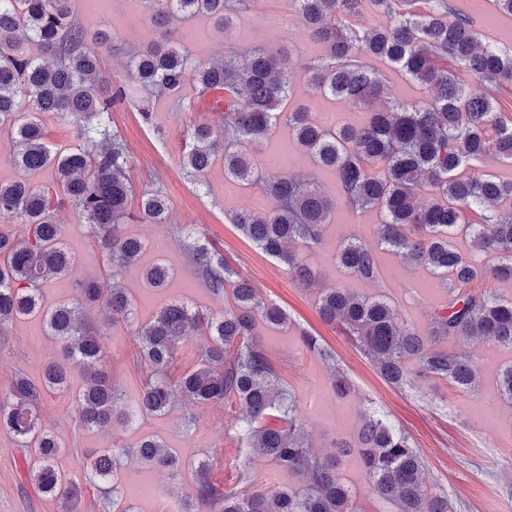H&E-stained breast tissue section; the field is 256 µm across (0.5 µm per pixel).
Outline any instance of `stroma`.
I'll return each instance as SVG.
<instances>
[{
    "label": "stroma",
    "mask_w": 512,
    "mask_h": 512,
    "mask_svg": "<svg viewBox=\"0 0 512 512\" xmlns=\"http://www.w3.org/2000/svg\"><path fill=\"white\" fill-rule=\"evenodd\" d=\"M90 8L87 0H72V8L88 28H107L119 47L116 55L105 57L103 67L123 75L128 53L146 45L152 37L149 16L142 0H98ZM458 12L469 15L487 42L512 48V16L498 14L493 0H449ZM174 37L194 57H211L229 50L261 47L290 57L294 94L290 107L308 104L316 122L327 129L337 122L357 123L359 112L348 111L331 98L313 96L305 79L304 62L321 57L324 49L302 34L299 18L287 10L284 0H245L230 35L219 33L202 16L177 18L171 23ZM200 92L186 82L177 92L156 97L135 90L126 105L112 114V125L126 139L136 156L130 176L135 185L161 181L167 192L169 219L174 224H195L227 262L248 279L266 301L286 310L289 322L278 327L259 324L261 343L300 410L303 429L319 454H327L338 439L357 441L362 425L361 413L373 408L394 427L407 434L421 448L436 489L447 492L453 512H512V404L498 396L497 377L512 364V350L479 344L449 341V352L471 356L480 372V384L470 392L416 378L411 388L397 391L380 378L370 360L340 329L319 316L315 295L298 287L288 277L284 265L256 250L230 224L231 212L260 210L265 198L260 187L231 185L224 180V164L215 161L206 174L207 187H198L179 167L184 133L196 107ZM149 110L152 124H144L140 113ZM67 247L76 260L74 269L48 283L43 289L46 305L72 301L75 279H93L109 288V272L101 263L97 244L85 228L81 213L68 205L55 214ZM379 217L373 212L354 211L337 204L332 221L324 231V246L308 252L309 262L319 272L324 287L355 285L360 292L384 295L398 313L419 330H426L430 312L444 303L442 289L413 293L414 284L426 279L425 271L404 264L399 257L378 251L380 277L377 284L352 281L331 258L336 242L358 238L375 244L374 226ZM127 233L142 238L148 245L144 262L163 261L173 277L168 288H146L138 269L122 271L119 281L134 300L140 323H147L156 310L184 300L204 313L218 316L224 300L205 288L196 272L185 240L177 233L160 232L150 223L130 224ZM105 364L116 380L124 405L135 403L142 370L133 358L134 345L124 325L107 326ZM317 336L333 351L347 372L353 392L347 400L334 398L328 387L329 367L306 352L301 333ZM60 348L46 334L40 318L21 320L7 340H0V393L6 389L14 371L40 375L44 365L58 360ZM83 386L80 374H72L67 390L52 394L45 408L43 423L58 438L62 452L60 469L74 479H82L92 452L120 444L135 447L145 436L165 443L187 464L177 480H170L157 468L129 459L123 469L124 494L112 512H170L172 502H185L195 496L190 464L217 457L213 471L217 480L249 490L302 491L303 482L276 467L268 458L248 452L232 431L239 405H197L174 402L162 416L145 415L133 425L118 426L109 432L84 429L75 412V398ZM20 451L12 438L0 431V512H59L56 501L32 488L21 487L17 474ZM341 474L352 491L358 512H394L391 505L373 497L357 456L346 458ZM154 489L151 497L138 495L140 486Z\"/></svg>",
    "instance_id": "1"
}]
</instances>
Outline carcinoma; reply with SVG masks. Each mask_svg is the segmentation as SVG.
<instances>
[{
  "label": "carcinoma",
  "mask_w": 512,
  "mask_h": 512,
  "mask_svg": "<svg viewBox=\"0 0 512 512\" xmlns=\"http://www.w3.org/2000/svg\"><path fill=\"white\" fill-rule=\"evenodd\" d=\"M156 39L126 62L125 80L102 69V57L114 49L103 29L91 31L74 14L71 0H0V126L11 130L13 159L20 169L54 172L47 184L0 181V218L23 226V238L0 234V337L15 325L40 315L49 335L61 341L64 359L84 376L76 398L81 426L106 431L143 414H164L177 397L194 404L240 405V439L258 454L297 475L302 493L242 490L212 478V463L194 468L195 501L182 512H357L340 473L341 460L357 451L370 493L396 512H450L448 496L428 489L430 472L420 449L379 417H365L357 445L334 444L319 456L303 431L299 410L256 336L258 320L287 325L288 316L208 246L194 224H176L212 294L231 297L219 318L185 301L172 302L148 323L135 320L133 301L113 284L105 292L90 281L75 282L76 301L43 308L42 287L72 268L52 215L70 203L86 219L105 266L117 276L140 263L145 243L125 231L143 219L167 227L164 186L154 182L136 195L129 171L135 157L112 128V110L125 103L124 82L156 94L178 91L188 79L203 92L224 91L217 122L191 121L179 157L184 175L204 184L216 153L224 157V178L258 183L268 199L259 211L238 210L230 222L264 254L284 263L291 280L317 292L316 308L336 323L374 362L388 386L412 385L406 362L419 374L467 392L477 383V367L442 345L451 339L468 344L512 348V299L474 288L478 280H512V180L473 171L488 155L512 166V116L502 112L499 94L512 85V50L481 43L471 17L445 0H286L302 23L305 37L321 44L325 56L304 64L315 96H331L347 109L366 112L358 125L333 130L320 126L309 105L288 111L291 76L283 55L264 49L230 52L217 59L192 57L175 42L167 19L204 15L224 33L235 25L229 0H147ZM370 14L388 17L386 26L365 23ZM382 60L426 90L424 103L387 97L382 75L366 60ZM478 79L484 93L470 94L460 73ZM51 112L76 128L83 146L58 153L46 143L41 115ZM279 125L292 132L296 148L319 168L336 174L345 204L376 209L378 245L406 263L425 270L446 290L448 304L430 314L422 332L398 318L383 298L338 286L322 288L306 249L323 242L336 202L310 179L283 176L261 164L252 147ZM479 215L473 222L466 213ZM465 235L470 252L450 239ZM336 263L363 282L379 278L375 250L359 239L341 242ZM148 288L160 289L171 277L156 262L142 271ZM110 312V325L133 329L135 355L146 373L133 410L120 406V390L103 364L105 336L91 320L97 306ZM205 339L195 366L171 376L182 344ZM304 347L331 366L330 388L346 399L351 384L335 355L314 336ZM67 365L47 364L42 375L12 374L0 397V430L20 448L24 481L36 492L63 503L61 512H79L83 487L58 466L60 443L43 425L52 393L67 385ZM130 454L152 462L172 476L182 474L181 459L154 439L135 448L99 453L86 483L101 492L103 512L121 493L123 459Z\"/></svg>",
  "instance_id": "cac0c4a2"
}]
</instances>
